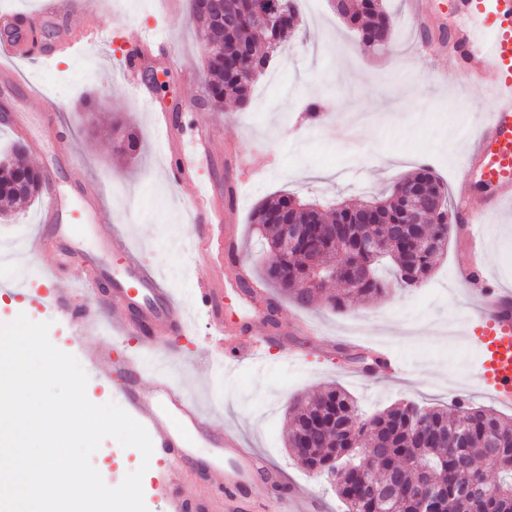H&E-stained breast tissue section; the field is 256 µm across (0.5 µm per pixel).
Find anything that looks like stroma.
Masks as SVG:
<instances>
[{
    "label": "stroma",
    "mask_w": 512,
    "mask_h": 512,
    "mask_svg": "<svg viewBox=\"0 0 512 512\" xmlns=\"http://www.w3.org/2000/svg\"><path fill=\"white\" fill-rule=\"evenodd\" d=\"M455 4L383 0L395 27L389 47L377 50L363 44L332 11L330 0H296L300 23L287 33L272 65L284 81L260 76L244 110L230 99L220 109L207 102L211 77L190 0H108L86 18L89 27L102 32V42L87 53L18 63L23 87L0 96V108L10 112L56 105L70 126L76 156L74 163L59 165L58 189L74 200L82 180L96 182L108 195L105 206L112 215L104 232L120 229L185 301L203 275L192 255L195 228L181 206L187 191L165 179L159 137L138 94L121 78L130 30L165 43L164 56L147 61L159 78L151 88L155 105L167 110L193 102L188 121L218 128L216 151H223L225 140H236L239 151L255 157L264 170L262 176L243 181L224 166L202 174L203 180L220 179L236 188L233 202L224 207V221L237 231L241 259L249 264L252 278L261 274L263 255L250 216L264 199L289 193L322 209L381 200L418 164L431 167L447 185L455 229L419 288H395L373 300H355L342 314L326 306L320 295L304 307L280 297L283 336L270 344L260 362L221 370L210 362L206 320L195 312L186 332L163 341L142 363L146 375L161 365L171 368L174 380L217 422L238 428L246 444L283 468L296 486L314 489L326 512L344 510L332 484L314 477L285 444L288 411L296 400L335 383L367 416L403 400L444 409L465 401L512 415V403L493 399L464 365L474 335L464 318L470 299L458 281L466 254L461 223L467 208L486 192L474 181L462 180L459 170L474 166L469 136L477 115L492 106L497 73L490 68L474 76L455 50L446 48L437 56L424 50L425 39L450 29ZM313 99L324 105L327 122L307 119L303 106ZM116 120L138 131L136 155L120 158L114 152L109 130ZM39 208L36 201L19 203L0 214L1 248H9L15 237H31ZM483 233L487 284L512 293V204L486 217ZM53 262L45 254L22 268L0 266V321L23 314L50 322L51 343L85 367L100 337L114 333L111 310L103 311L98 334L79 336L70 322L25 303L10 288L21 278L32 291H43V274ZM346 346L397 353L406 370L396 376L365 371L343 354ZM103 457L112 460L101 472L112 487L143 462L138 450L111 438L103 440L91 460ZM148 464L142 480L148 512H168L167 494L175 482L210 492L220 486L215 470L176 472L155 459Z\"/></svg>",
    "instance_id": "35a3bbf8"
}]
</instances>
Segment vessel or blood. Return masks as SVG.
<instances>
[{
	"label": "vessel or blood",
	"instance_id": "vessel-or-blood-1",
	"mask_svg": "<svg viewBox=\"0 0 512 512\" xmlns=\"http://www.w3.org/2000/svg\"><path fill=\"white\" fill-rule=\"evenodd\" d=\"M460 3L457 28L467 62H487L499 72L494 82L495 106L480 122L475 137L480 178L494 189L484 205L494 210L512 199V0ZM94 6V0H77L71 6L65 5L64 0H38V9L29 20L34 24H61L62 34L54 48L68 52L75 45L92 46L98 42V32L84 23L85 14ZM160 47V41L152 36L139 38L136 48L126 56L123 79L128 87H143L142 64ZM150 115L162 142L167 181L192 188L183 208L198 225L194 250L208 270L198 283L193 302L195 307L206 310L218 336L212 351L228 363L261 356L269 340L267 296L255 291L241 293L240 328H231L224 320L225 295L240 293L248 275L238 267L234 232L224 223L223 194L213 183L197 179L199 171L213 159V135L203 127L186 130L172 112L154 109ZM12 128L16 135L35 142L45 133L39 115L34 113L20 116ZM46 193L36 233L24 242V257L33 259L50 252L62 261H81L92 280L112 277L113 289L108 294L92 293L86 302L78 299L73 289L51 282L38 297V305L69 317L85 335L98 333L101 309L111 308L118 333L101 336L90 354V363L103 369L106 379L114 381V389L125 406L148 430L156 457L177 471L195 463L192 450L197 446L214 449L224 458L223 499L214 501L184 490L177 483L169 495L170 512H236L239 497L245 496L257 478L275 491L284 492L279 471L246 447L237 429L216 423L168 374L154 373L149 384H142L144 351L154 350L161 336L187 330L185 306L171 296L155 269L142 263L139 250L119 237L92 234V225L106 221L95 194H87L82 208L77 210L54 186H47ZM467 217L469 250L460 284L480 299L470 324L477 334L482 383L498 398L512 394V304L486 288V270L479 252L483 230L475 212H468ZM116 254L122 258V268L117 272L112 269ZM132 336L140 339L137 350L126 353L122 360H113L112 352L119 340Z\"/></svg>",
	"mask_w": 512,
	"mask_h": 512
}]
</instances>
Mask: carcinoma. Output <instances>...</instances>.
I'll return each mask as SVG.
<instances>
[{"label": "carcinoma", "instance_id": "obj_1", "mask_svg": "<svg viewBox=\"0 0 512 512\" xmlns=\"http://www.w3.org/2000/svg\"><path fill=\"white\" fill-rule=\"evenodd\" d=\"M197 36L213 47L206 56V68L214 75L208 86V102L214 108L224 106V99L232 97L244 108L250 103L254 80L250 71L265 72L270 56L258 52L265 42V34L248 25L240 26L229 40H224V23L220 16L206 11L203 0H191ZM342 19L355 29L361 40L369 42L392 35V21L382 9L381 0H349ZM233 58L238 67L224 72V58ZM112 132L120 133L113 146L125 155H134L140 147L138 133L120 121L112 125ZM25 145L16 141L10 150L0 153V201L14 203L38 197L44 186L42 173L35 171L22 159ZM425 181L430 185L434 200L423 205L415 219L428 225L432 244L426 250L406 254L395 248L390 236V225L402 224L405 213L399 190L405 184ZM376 223H356L357 210L336 207L325 214L314 205L283 195L256 207L252 224L260 234L263 252L279 243L281 224H312L319 230L323 224H341L345 233L323 241V263L335 272L325 275L314 287L306 286L309 273L305 250L316 245L320 235L293 250H284L277 265H263L261 282L269 284L286 295L305 302L334 280L344 285L340 295L328 297L333 309L342 310L351 298H372L386 291L385 280L378 275L386 270L394 285L416 288L429 276L436 258L447 248L454 225L447 202V189L429 167L400 178L392 187L390 197L376 202ZM374 236L382 254L362 248V241ZM292 425L287 434V445L300 448L302 463L311 468L320 465L330 469L342 461L356 460V465L340 468L336 474L335 490L345 506V512H378L382 485L397 474L406 485L420 481V469L431 473V481L439 485L443 495L437 504L438 512H470L471 500L458 487L462 478L458 461L486 484L487 508L491 512H512V417H501L483 407L460 402L452 415L447 411L425 406L417 408L403 402L361 418L351 395L333 385L311 401H296L292 408ZM463 427L468 433L465 444L449 438L453 430ZM493 437L499 448L498 457L486 465L487 438ZM421 448L423 452L407 460L405 449Z\"/></svg>", "mask_w": 512, "mask_h": 512}]
</instances>
